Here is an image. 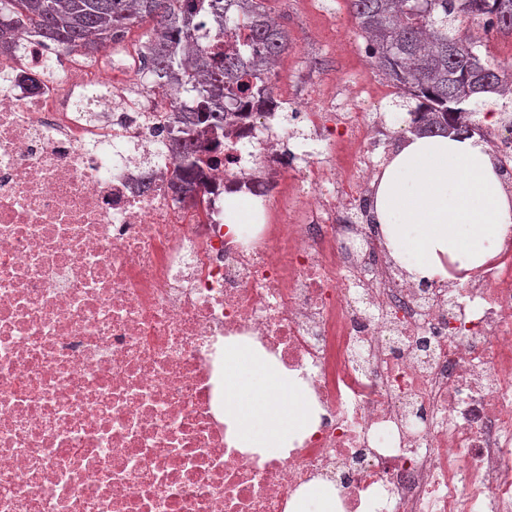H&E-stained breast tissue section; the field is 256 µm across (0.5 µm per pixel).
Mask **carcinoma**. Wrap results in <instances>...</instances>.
I'll return each mask as SVG.
<instances>
[{"label":"carcinoma","mask_w":512,"mask_h":512,"mask_svg":"<svg viewBox=\"0 0 512 512\" xmlns=\"http://www.w3.org/2000/svg\"><path fill=\"white\" fill-rule=\"evenodd\" d=\"M368 58L399 90L417 101L410 132L472 134L471 117L485 106L483 94L512 87V72L482 62L474 44L454 26L481 23L486 31L512 32V0H348ZM150 21L153 35L142 54L155 85L169 84L180 69L181 87L198 109L179 118L176 135L224 128V94L267 90L262 64L288 50V32L270 16L264 0H0V38L20 30L59 52L89 53L121 41L132 26ZM202 21L248 31V40L208 60L195 42ZM178 180L191 184L210 165L185 140L176 158Z\"/></svg>","instance_id":"cac0c4a2"}]
</instances>
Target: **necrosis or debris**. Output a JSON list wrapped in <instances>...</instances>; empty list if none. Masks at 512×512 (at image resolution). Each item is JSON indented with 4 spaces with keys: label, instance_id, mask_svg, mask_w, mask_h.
<instances>
[{
    "label": "necrosis or debris",
    "instance_id": "4bbe7bcc",
    "mask_svg": "<svg viewBox=\"0 0 512 512\" xmlns=\"http://www.w3.org/2000/svg\"><path fill=\"white\" fill-rule=\"evenodd\" d=\"M0 73V512H292L316 480L336 512H512V231L465 287L410 280L363 211L362 85L307 110L342 153L305 168L271 133L296 96L237 98L181 199L179 85L28 37ZM236 194L262 209L239 237ZM230 336L306 381L319 421L287 456L226 440ZM260 216V206L249 204L243 199L228 196L224 198V228L228 233H240L244 230V222L255 221Z\"/></svg>",
    "mask_w": 512,
    "mask_h": 512
}]
</instances>
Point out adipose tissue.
I'll list each match as a JSON object with an SVG mask.
<instances>
[{"label":"adipose tissue","instance_id":"obj_1","mask_svg":"<svg viewBox=\"0 0 512 512\" xmlns=\"http://www.w3.org/2000/svg\"><path fill=\"white\" fill-rule=\"evenodd\" d=\"M384 246L414 281L467 280L512 228L489 145L479 136H410L374 177ZM304 381L252 340H224V424L230 446L284 454L316 424Z\"/></svg>","mask_w":512,"mask_h":512}]
</instances>
